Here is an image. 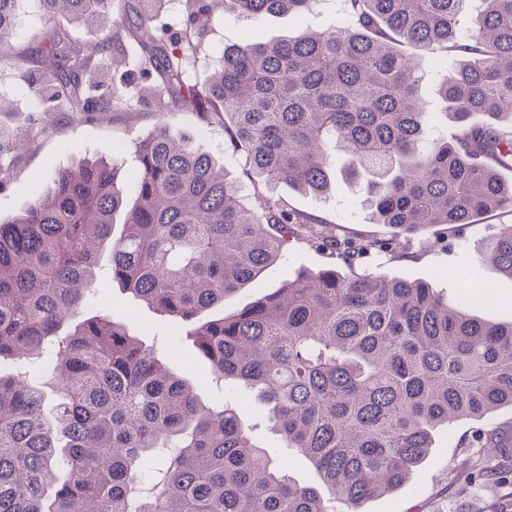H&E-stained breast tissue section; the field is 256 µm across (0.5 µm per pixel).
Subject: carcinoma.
Wrapping results in <instances>:
<instances>
[{
    "label": "carcinoma",
    "mask_w": 512,
    "mask_h": 512,
    "mask_svg": "<svg viewBox=\"0 0 512 512\" xmlns=\"http://www.w3.org/2000/svg\"><path fill=\"white\" fill-rule=\"evenodd\" d=\"M17 2L0 0V63L22 68L26 54L10 42ZM35 2L51 27L60 16L96 24L111 0ZM188 2L193 24L213 20L216 0ZM314 2L221 0L246 19L302 16ZM471 2L345 0L343 22L224 48L201 87L184 78L191 36L163 47L152 16L115 22L163 76L150 96L164 108L176 89L200 119L220 121L247 178L322 197L341 153L390 237L339 236L263 193L248 203L218 159L163 125L136 144L129 191L117 161L51 170L47 192L0 219V364L48 359L56 392L48 416L39 385L0 373V512H333L336 502L358 512L424 461L436 427L512 407V322L475 317L468 301L450 305L425 281L362 263L401 236L512 212V183L499 174L512 169V0H478L464 31ZM404 43L453 62L436 89L447 133L429 142ZM111 45L56 35L32 95L76 103L89 120L112 111L116 89L81 101L83 78ZM476 114L490 121L474 125ZM295 240L340 265L212 314ZM485 259L512 278V226ZM105 264L113 282L186 327L214 375L259 390L281 447L311 462L322 489L291 481L235 408L201 405L153 346L89 310ZM478 435L512 460V437ZM158 448L173 452L143 497L140 470Z\"/></svg>",
    "instance_id": "carcinoma-1"
}]
</instances>
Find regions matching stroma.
<instances>
[{
    "label": "stroma",
    "instance_id": "1",
    "mask_svg": "<svg viewBox=\"0 0 512 512\" xmlns=\"http://www.w3.org/2000/svg\"><path fill=\"white\" fill-rule=\"evenodd\" d=\"M343 18L344 0H317L312 12L302 19L279 14L246 20L217 14L211 26L198 34L199 52L190 79L200 86L208 83L221 63L225 46L240 43L248 35L274 42L296 35L301 28L318 29ZM54 31L42 23L35 0H20L12 42L25 50L28 62L21 69L0 64V125L16 128L29 147L7 156L12 174L9 180L0 183L1 217L23 210L37 192L46 190L51 167H72L86 160L109 161L117 154H130L136 142L160 123L187 134L198 149L218 158L224 164L228 180L236 182L243 195L253 196L256 187L243 174L240 157L225 139L221 123L201 121L191 108L180 105L156 112L144 89L157 83L159 76L142 67L139 43L133 36L122 38L123 66L103 74L109 86L123 91L122 107L91 120H77L69 105L36 100L28 82L38 76L43 65L42 50ZM417 58L430 122L442 126V105L435 89L440 76L449 68L448 62L441 53L421 51ZM47 114L53 119V127L46 131L42 128V118ZM273 194L284 198L292 208L343 225L354 234L378 237L387 234L383 225L372 223L363 191L344 174H337L331 191L321 198L284 184L276 187ZM503 224H512V215L492 214L476 224L457 225L445 239L429 234L414 240L405 257L393 259L383 255L371 259L369 265L388 278L424 280L452 304L460 298L462 290L447 279L446 273L451 269H467L477 282L488 284L493 294L492 300L477 301L472 307L473 314L509 323L512 322V279L500 274L484 258L486 243ZM335 263L334 256L300 242L292 243L287 254L269 266L261 277L226 297L224 311L232 313L279 287L288 275ZM90 306L111 312L132 331L144 335L174 371L192 384L201 403H210L215 398L231 403L254 443L284 460L294 482L320 487L321 482L308 460L296 451L279 446L267 421L266 408L254 399L252 391L229 381L216 385L209 365L195 356L190 341L180 340L176 322L153 313L107 279L101 281ZM479 428L512 432V407L500 408L479 420L462 418L438 426L433 433V448L423 463L399 488L365 501L361 512H512V485L504 481L506 475L512 474V467L503 466L501 472L481 478L474 475L475 468L496 458L495 449L470 445L473 431Z\"/></svg>",
    "mask_w": 512,
    "mask_h": 512
}]
</instances>
